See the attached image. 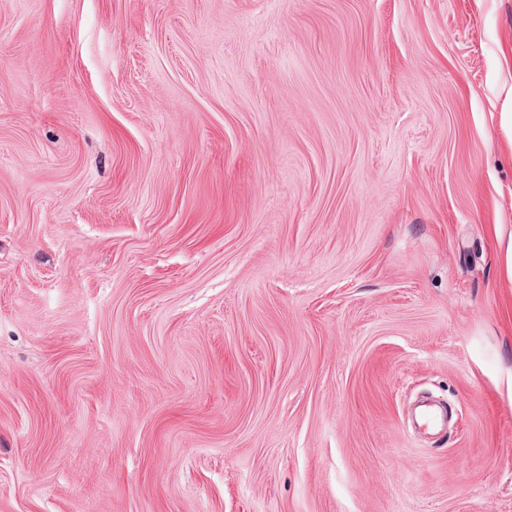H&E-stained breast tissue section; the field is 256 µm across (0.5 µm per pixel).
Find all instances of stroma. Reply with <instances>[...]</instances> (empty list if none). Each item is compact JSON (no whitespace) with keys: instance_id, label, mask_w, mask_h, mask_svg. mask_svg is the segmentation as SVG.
<instances>
[{"instance_id":"1","label":"stroma","mask_w":512,"mask_h":512,"mask_svg":"<svg viewBox=\"0 0 512 512\" xmlns=\"http://www.w3.org/2000/svg\"><path fill=\"white\" fill-rule=\"evenodd\" d=\"M510 112L512 0H0V512H512Z\"/></svg>"}]
</instances>
